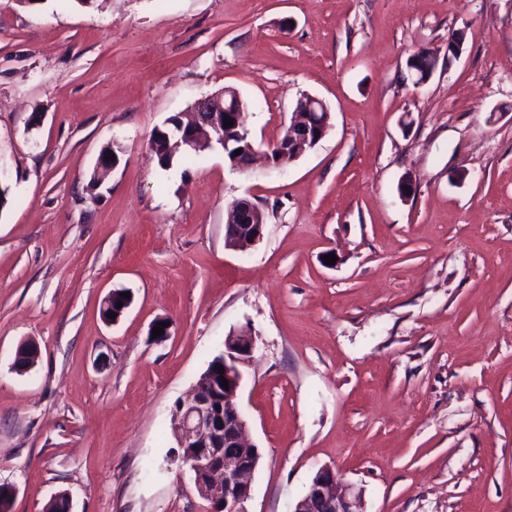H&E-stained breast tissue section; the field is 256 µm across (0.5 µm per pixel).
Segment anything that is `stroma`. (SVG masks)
<instances>
[{
  "instance_id": "1",
  "label": "stroma",
  "mask_w": 512,
  "mask_h": 512,
  "mask_svg": "<svg viewBox=\"0 0 512 512\" xmlns=\"http://www.w3.org/2000/svg\"><path fill=\"white\" fill-rule=\"evenodd\" d=\"M227 86L258 150L305 93L332 128L279 168L215 144L160 169L155 128ZM0 181L12 512H206L174 416L242 327L249 512L325 467L363 512H512V0H0ZM243 195L266 226L233 251Z\"/></svg>"
}]
</instances>
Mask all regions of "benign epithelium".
<instances>
[{
    "instance_id": "7a95c632",
    "label": "benign epithelium",
    "mask_w": 512,
    "mask_h": 512,
    "mask_svg": "<svg viewBox=\"0 0 512 512\" xmlns=\"http://www.w3.org/2000/svg\"><path fill=\"white\" fill-rule=\"evenodd\" d=\"M246 103L233 87L198 99L183 134V141L194 145L202 132L210 135L224 150L233 139H242V116ZM233 122L230 127L225 121ZM331 129V112L316 96H301L292 113L286 142H276L266 152L268 164L282 167L314 149ZM256 154L253 141H245L241 153L229 161L231 169L244 171ZM261 209L246 197L229 205L224 225V243L237 249L260 241L263 225ZM255 339L247 331L234 332L224 340V378L228 387L206 375L196 383L179 407L175 426L183 463L193 475V483L210 503L209 512H249L253 497V477L259 466V447L246 436V422L233 403L243 380L242 364L252 357ZM292 512H359L358 500L349 484L329 468L314 476Z\"/></svg>"
}]
</instances>
